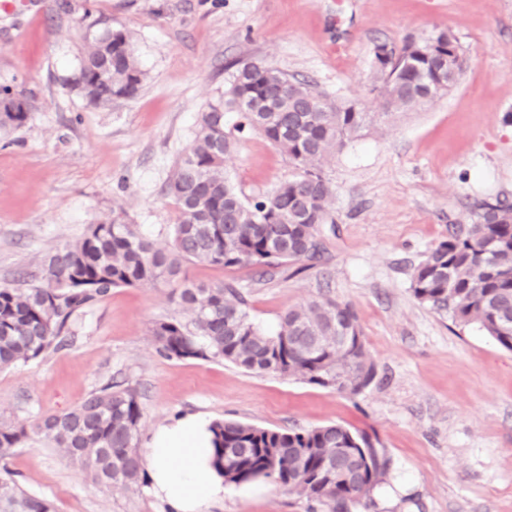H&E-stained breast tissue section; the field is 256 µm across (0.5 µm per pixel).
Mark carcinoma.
<instances>
[{
	"label": "carcinoma",
	"instance_id": "1",
	"mask_svg": "<svg viewBox=\"0 0 512 512\" xmlns=\"http://www.w3.org/2000/svg\"><path fill=\"white\" fill-rule=\"evenodd\" d=\"M379 95L388 112H406L456 86L461 47L449 31L407 41L377 57ZM144 73L127 36L108 29L89 45L73 79L88 104L135 98ZM38 110L32 93L0 86V130L24 126ZM241 115L235 131L225 111ZM372 121L353 104L334 102L312 84L261 63L237 67L224 94L201 113L195 139L168 184L178 216L171 247H156L123 209L90 224L76 242L46 260L40 278L0 285V371L36 360L72 342L76 312L117 287H170L168 297L189 314L152 325L156 352L167 359L224 361L246 371L295 376L309 384L356 394L376 377L356 312L332 298L288 310L279 330L265 333L247 312L232 280L215 285L180 278L184 261L223 269L253 267L268 274L321 258L320 227L328 223L334 190L324 165ZM254 130L294 163L297 175L250 201L232 183L225 160L235 133ZM414 297L453 321L476 324L512 350V205L483 202L468 224L414 270ZM140 392L110 382L80 405L33 422L0 419V452L42 436L105 488L138 490L145 479L137 452ZM213 465L235 485L264 479L328 512L368 495L387 468L371 436L341 424L277 430L236 420L214 423ZM0 512H55L53 503L0 475Z\"/></svg>",
	"mask_w": 512,
	"mask_h": 512
}]
</instances>
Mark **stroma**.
I'll return each mask as SVG.
<instances>
[{
  "mask_svg": "<svg viewBox=\"0 0 512 512\" xmlns=\"http://www.w3.org/2000/svg\"><path fill=\"white\" fill-rule=\"evenodd\" d=\"M125 31L145 74L138 96L91 106L71 84L102 30ZM447 30L466 57L458 84L384 118L377 46ZM243 62L272 65L375 122L324 171L334 189L324 254L274 276L186 263L182 277L235 279L251 318L272 331L323 296L353 306L375 381L350 395L225 362L157 354L150 328L177 314L166 287H121L76 316L74 342L0 371V417L33 421L80 404L108 380L139 388L146 448L153 430L202 412L272 429L331 423L366 431L389 461L347 512H512V351L478 325L420 303L415 267L469 223L482 201L512 204V0H28L0 8V84L38 110L0 134V283L41 274L55 248L122 208L159 246L176 204L167 184L199 119ZM247 198L292 179L288 156L247 133L226 165ZM56 512H167L148 489L102 490L40 438L0 457ZM271 482L227 491L209 512H309Z\"/></svg>",
  "mask_w": 512,
  "mask_h": 512,
  "instance_id": "obj_1",
  "label": "stroma"
}]
</instances>
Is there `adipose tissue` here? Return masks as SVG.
<instances>
[{"label": "adipose tissue", "mask_w": 512, "mask_h": 512, "mask_svg": "<svg viewBox=\"0 0 512 512\" xmlns=\"http://www.w3.org/2000/svg\"><path fill=\"white\" fill-rule=\"evenodd\" d=\"M210 416H182L157 427L144 450L149 492L169 512H208L227 485L212 466Z\"/></svg>", "instance_id": "adipose-tissue-1"}]
</instances>
